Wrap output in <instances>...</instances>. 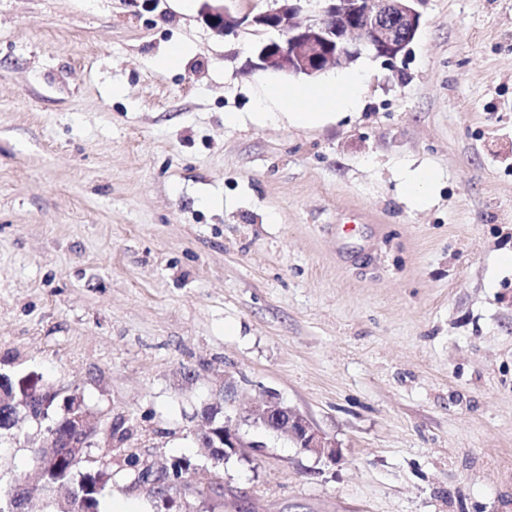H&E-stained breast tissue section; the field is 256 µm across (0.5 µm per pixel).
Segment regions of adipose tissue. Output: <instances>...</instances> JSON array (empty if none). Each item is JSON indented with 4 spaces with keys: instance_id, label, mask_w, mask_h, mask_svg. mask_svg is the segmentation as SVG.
<instances>
[{
    "instance_id": "adipose-tissue-1",
    "label": "adipose tissue",
    "mask_w": 512,
    "mask_h": 512,
    "mask_svg": "<svg viewBox=\"0 0 512 512\" xmlns=\"http://www.w3.org/2000/svg\"><path fill=\"white\" fill-rule=\"evenodd\" d=\"M360 99V79L343 74L309 88H270L260 101L259 117L275 122L287 119L296 126H313L338 120L354 110Z\"/></svg>"
}]
</instances>
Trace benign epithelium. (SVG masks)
I'll return each instance as SVG.
<instances>
[{
  "mask_svg": "<svg viewBox=\"0 0 512 512\" xmlns=\"http://www.w3.org/2000/svg\"><path fill=\"white\" fill-rule=\"evenodd\" d=\"M222 3L203 5L202 16L215 33L230 36L244 25L276 31L279 39L261 42L250 51L247 67L252 71L286 77H313L329 65L347 64L369 51L377 58L395 61L405 54L422 25V7L427 0H321L320 17L308 23L297 20L302 3L312 0H281L271 11L251 14L234 12ZM28 401L41 407L54 404L58 392L40 386L28 390ZM74 432L84 444L64 440L51 447L42 443L44 458L53 459L74 449L89 447L96 428L80 396L68 395L63 402ZM266 427L292 440L301 450L324 457L332 464L339 457L336 443L318 430L303 414L271 395L259 411ZM224 459L244 444L229 420H224Z\"/></svg>",
  "mask_w": 512,
  "mask_h": 512,
  "instance_id": "1",
  "label": "benign epithelium"
}]
</instances>
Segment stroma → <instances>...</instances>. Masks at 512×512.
I'll return each instance as SVG.
<instances>
[{
	"label": "stroma",
	"instance_id": "obj_1",
	"mask_svg": "<svg viewBox=\"0 0 512 512\" xmlns=\"http://www.w3.org/2000/svg\"><path fill=\"white\" fill-rule=\"evenodd\" d=\"M202 5L0 0V372L78 394L96 460L121 416L152 465L193 462L167 503L113 468L101 512H512V0H428L394 64L293 79L246 67L275 31L218 35ZM345 70L356 114L253 119ZM271 393L337 463L257 423ZM217 403L245 443L220 463ZM36 434L0 442V483L66 512ZM436 174L429 168H418L405 181V197L407 202L416 208L424 207L430 199L431 187Z\"/></svg>",
	"mask_w": 512,
	"mask_h": 512
}]
</instances>
